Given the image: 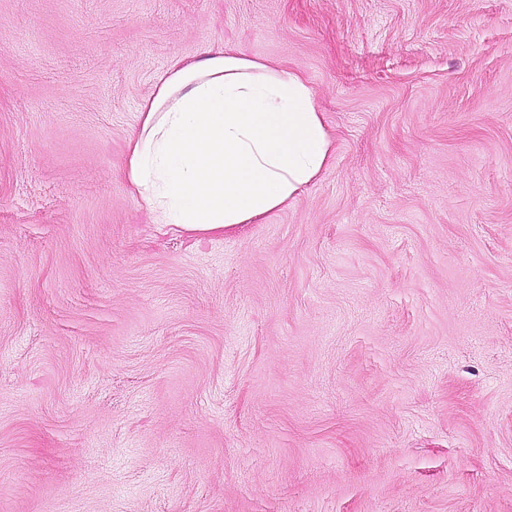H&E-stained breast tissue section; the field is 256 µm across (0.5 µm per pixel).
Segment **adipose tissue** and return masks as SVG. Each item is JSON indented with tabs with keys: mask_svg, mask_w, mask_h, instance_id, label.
Listing matches in <instances>:
<instances>
[{
	"mask_svg": "<svg viewBox=\"0 0 512 512\" xmlns=\"http://www.w3.org/2000/svg\"><path fill=\"white\" fill-rule=\"evenodd\" d=\"M335 151L301 73L221 47L158 75L125 176L152 223L222 233L294 205Z\"/></svg>",
	"mask_w": 512,
	"mask_h": 512,
	"instance_id": "1",
	"label": "adipose tissue"
}]
</instances>
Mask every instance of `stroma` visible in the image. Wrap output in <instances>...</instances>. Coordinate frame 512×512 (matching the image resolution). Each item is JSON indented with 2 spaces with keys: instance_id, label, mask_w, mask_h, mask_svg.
<instances>
[{
  "instance_id": "obj_1",
  "label": "stroma",
  "mask_w": 512,
  "mask_h": 512,
  "mask_svg": "<svg viewBox=\"0 0 512 512\" xmlns=\"http://www.w3.org/2000/svg\"><path fill=\"white\" fill-rule=\"evenodd\" d=\"M221 46L336 153L176 233L126 144ZM0 512H512V0H0Z\"/></svg>"
}]
</instances>
